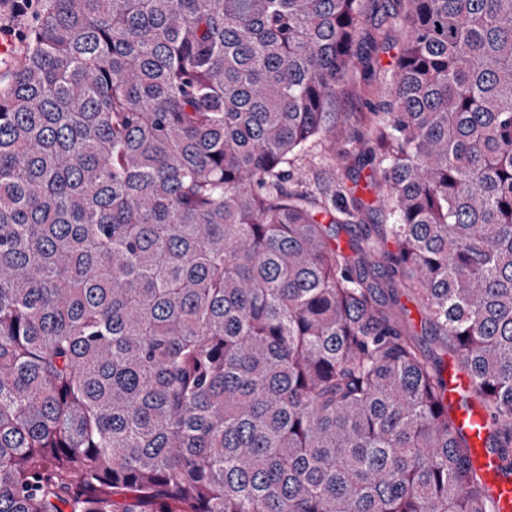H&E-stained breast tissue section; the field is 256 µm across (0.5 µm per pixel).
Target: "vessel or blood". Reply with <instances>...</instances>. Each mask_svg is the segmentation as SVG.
<instances>
[{
	"label": "vessel or blood",
	"instance_id": "obj_1",
	"mask_svg": "<svg viewBox=\"0 0 512 512\" xmlns=\"http://www.w3.org/2000/svg\"><path fill=\"white\" fill-rule=\"evenodd\" d=\"M447 400L457 428L465 434L476 467L490 489L493 512H512V474L502 471V460L492 450L490 421L477 405H465L473 390L471 379L456 369H449Z\"/></svg>",
	"mask_w": 512,
	"mask_h": 512
}]
</instances>
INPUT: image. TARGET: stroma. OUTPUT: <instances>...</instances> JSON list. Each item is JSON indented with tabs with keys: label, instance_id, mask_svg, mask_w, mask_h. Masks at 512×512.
<instances>
[{
	"label": "stroma",
	"instance_id": "stroma-1",
	"mask_svg": "<svg viewBox=\"0 0 512 512\" xmlns=\"http://www.w3.org/2000/svg\"><path fill=\"white\" fill-rule=\"evenodd\" d=\"M364 10L357 33L359 53L368 55L369 64H354L336 89L333 110L336 127L313 144L306 158L292 166L295 180L307 183L314 191L329 189L331 183L343 186L346 195L361 199L365 207L354 213L339 241L361 240L366 228L387 221L386 202L375 173L364 164L360 152L368 139L375 113L384 111L394 85L396 61L404 40L396 15L406 0H363ZM335 179H328V172ZM398 305L411 333L426 354L438 365L448 366L455 356L431 335L420 301L405 288L398 291Z\"/></svg>",
	"mask_w": 512,
	"mask_h": 512
}]
</instances>
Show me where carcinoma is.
I'll use <instances>...</instances> for the list:
<instances>
[{
  "label": "carcinoma",
  "instance_id": "obj_1",
  "mask_svg": "<svg viewBox=\"0 0 512 512\" xmlns=\"http://www.w3.org/2000/svg\"><path fill=\"white\" fill-rule=\"evenodd\" d=\"M408 2L391 223L345 249L363 202L288 164L361 0H40L0 89V512H491L394 305L512 473V0ZM398 305L404 308L406 324L425 353L445 369L449 363H453L457 368L454 354L431 335L421 302L407 288H398ZM447 372L445 379L448 382V406L454 410L456 426L466 435L475 465L480 469L490 489L492 510L512 512V474L503 475L502 460L491 449L493 447L490 440V420L476 405L474 396L471 395L472 381L466 374L453 367H448ZM465 398L470 400V405L460 407Z\"/></svg>",
  "mask_w": 512,
  "mask_h": 512
}]
</instances>
